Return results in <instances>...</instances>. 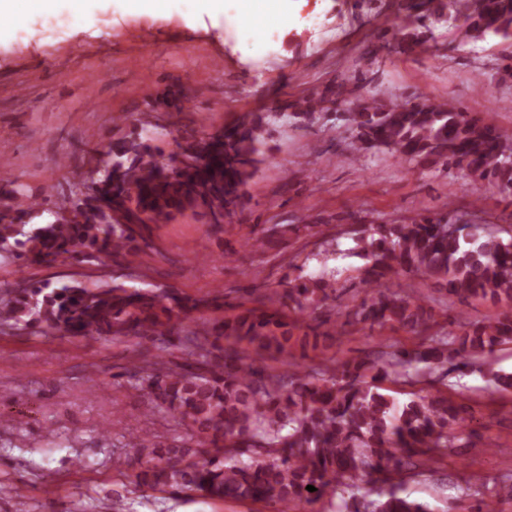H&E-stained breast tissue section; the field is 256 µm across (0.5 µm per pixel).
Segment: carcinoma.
<instances>
[{
	"label": "carcinoma",
	"mask_w": 512,
	"mask_h": 512,
	"mask_svg": "<svg viewBox=\"0 0 512 512\" xmlns=\"http://www.w3.org/2000/svg\"><path fill=\"white\" fill-rule=\"evenodd\" d=\"M448 9L462 21L468 41H512V0H448ZM396 45L403 53L430 52L417 27ZM350 81L335 78L310 90L291 117L305 122L334 109L350 127L356 157L381 151L415 165L442 162L474 182L512 192V142L494 125L451 101L414 96L385 102L367 93L352 99L345 94ZM188 100L181 90H167L153 99V108L182 112ZM273 132L262 115L209 135L187 130L173 167L132 132L105 147V171L82 172L57 202L34 203L15 181L0 178V265L14 264L20 272L136 257L149 247L153 224L189 210L203 211L211 224L230 217L265 161ZM453 214L446 207L409 221L362 224L353 238L355 254L368 263L360 269L364 296L345 313V324L397 325L424 337L416 350L345 358L303 373L255 366L245 351L292 356L298 348H331L302 319L336 301V278L326 272L283 281L265 290L259 306L225 317L219 290L192 299L78 279L31 284L20 276L0 282V328L147 343L126 369L130 387L177 419L195 445L164 448L152 435L130 436L132 451L118 472L144 491L201 493L285 512L288 504L331 501L344 480L358 478L389 489L381 501L353 499L345 512H427L400 495L396 479L432 467L456 448L455 432L469 407L441 388L410 391L400 404L382 382L413 385L449 363L463 376L473 358L512 343V311L482 323L459 317L451 321L455 329L443 333L435 330L439 322L424 299L388 287L402 274L421 273L461 299L512 303V229L507 242L482 224L450 232ZM173 349L187 352L184 363L164 360L162 353Z\"/></svg>",
	"instance_id": "1"
}]
</instances>
